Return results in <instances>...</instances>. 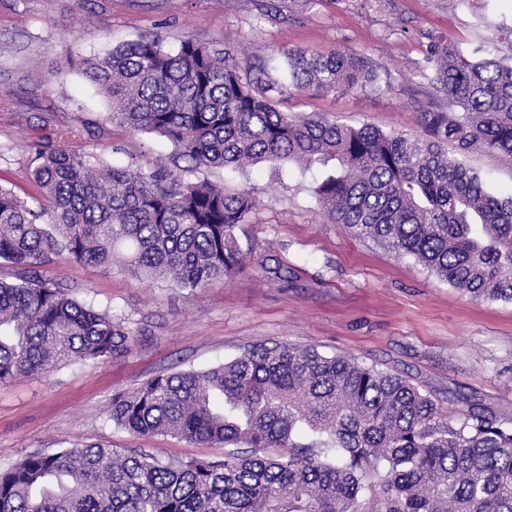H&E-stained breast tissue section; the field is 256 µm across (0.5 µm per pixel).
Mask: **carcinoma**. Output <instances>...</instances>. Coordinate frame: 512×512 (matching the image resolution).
Segmentation results:
<instances>
[{
	"label": "carcinoma",
	"instance_id": "cac0c4a2",
	"mask_svg": "<svg viewBox=\"0 0 512 512\" xmlns=\"http://www.w3.org/2000/svg\"><path fill=\"white\" fill-rule=\"evenodd\" d=\"M438 38L418 65L431 91L413 139L279 109L288 88L354 93L378 68L344 50L286 53L285 80L240 75L235 50L158 36L75 66L112 121L156 133L186 170L335 162L315 195L335 224L410 255L476 299L512 301V196L490 194L445 145L512 160V29L495 57ZM40 211L0 187V386L128 352L126 317L81 303L41 268L74 261L196 291L246 269L248 191L38 151ZM108 419L142 436L224 448L165 461L76 441L0 472V512H512V422L467 401L455 418L395 374L312 347L252 346L203 371L152 377L112 396Z\"/></svg>",
	"mask_w": 512,
	"mask_h": 512
}]
</instances>
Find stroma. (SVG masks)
<instances>
[{
    "label": "stroma",
    "mask_w": 512,
    "mask_h": 512,
    "mask_svg": "<svg viewBox=\"0 0 512 512\" xmlns=\"http://www.w3.org/2000/svg\"><path fill=\"white\" fill-rule=\"evenodd\" d=\"M512 25V0H0V186L37 205L31 177L52 146L118 167L153 169L176 149L150 132L112 124L110 104L73 66L145 36L168 48L190 37L238 51L242 75L293 48L345 49L388 73L358 93L292 91L281 110L423 138L419 104L428 85L417 64L429 38L496 53L497 27ZM489 191L512 196V160L461 154ZM327 168L264 165L246 172L199 168L191 178L252 190L259 201L240 235L255 266L196 292L84 263L46 266L77 300L129 317L131 350L0 386V472L34 453L77 440L170 459L223 457L168 436L117 427L114 393L161 374L205 370L259 343L313 347L401 375L455 415L471 397L512 420V302L474 299L370 239L331 222L314 186Z\"/></svg>",
    "instance_id": "1"
}]
</instances>
